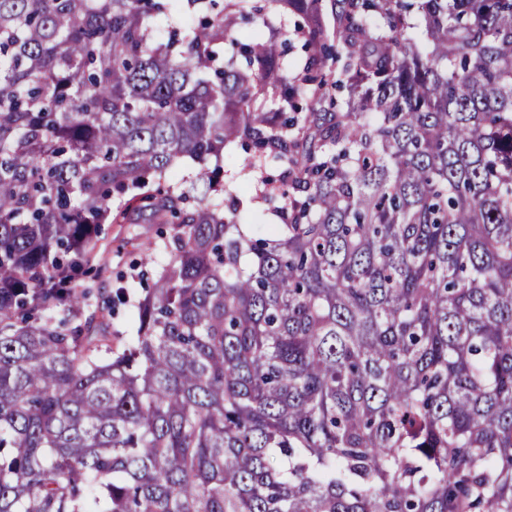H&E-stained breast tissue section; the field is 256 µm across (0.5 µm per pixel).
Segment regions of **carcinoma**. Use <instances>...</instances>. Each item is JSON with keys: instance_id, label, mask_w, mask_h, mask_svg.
Returning <instances> with one entry per match:
<instances>
[{"instance_id": "obj_1", "label": "carcinoma", "mask_w": 512, "mask_h": 512, "mask_svg": "<svg viewBox=\"0 0 512 512\" xmlns=\"http://www.w3.org/2000/svg\"><path fill=\"white\" fill-rule=\"evenodd\" d=\"M0 512H512V0H0ZM241 150L236 144H230L224 150V180L230 183L235 194L244 202V210L241 213V223L247 233L256 231V224H278L275 216L262 210L249 209L246 201L250 195L249 185L238 178V162L241 160ZM144 217L137 213H131L129 215L128 224H105L104 232L102 234V240L100 244L103 247H107V250L112 249V253L109 255L112 258V281L115 278V274L118 271H129V265L138 262L140 259V253L130 252L131 248L121 250L120 253L116 252L117 246L120 240L128 235L129 233L149 231L151 224L144 223Z\"/></svg>"}]
</instances>
